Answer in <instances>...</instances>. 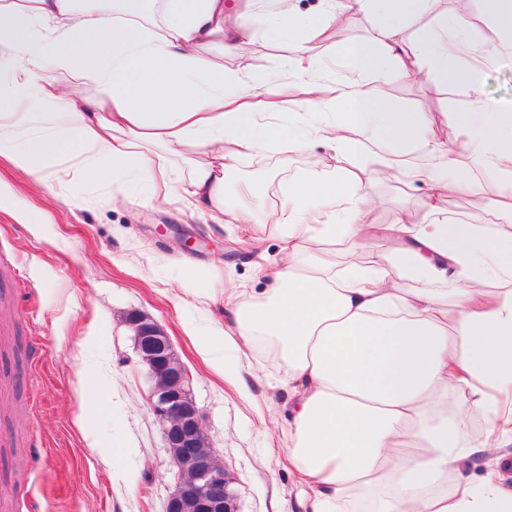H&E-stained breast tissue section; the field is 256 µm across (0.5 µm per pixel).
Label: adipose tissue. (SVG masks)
Instances as JSON below:
<instances>
[{"label":"adipose tissue","mask_w":512,"mask_h":512,"mask_svg":"<svg viewBox=\"0 0 512 512\" xmlns=\"http://www.w3.org/2000/svg\"><path fill=\"white\" fill-rule=\"evenodd\" d=\"M438 0H326L313 22L290 10L276 17L297 72H311L313 40L359 12L384 16L375 46L346 55L351 76L313 82L306 108L323 122L288 117L280 91H257L246 68L204 55L220 43L234 55L249 28L228 22L224 0H0V159L51 189L66 190L71 168L112 186L142 183L159 206L185 192L211 223H259L227 213L233 164L270 145L324 141L335 165L312 162L284 197L277 217L281 260L265 271L263 298L224 291L231 352L274 343L288 389V461L306 512H512V482L499 465L468 470L512 435V232L431 218L384 226L391 248L336 264V243L362 246L373 225L356 223L371 201L369 178L404 175L427 185L430 200H486L512 222V107L492 103L452 112L462 149L428 133L422 113L398 112L362 75L380 56L413 54L409 79L449 68L465 36L468 0L438 13L441 37L412 45L409 19ZM456 41H448L447 31ZM96 95L69 91L66 80ZM189 169L184 189L175 160ZM469 391L488 427L466 436L456 400Z\"/></svg>","instance_id":"adipose-tissue-1"}]
</instances>
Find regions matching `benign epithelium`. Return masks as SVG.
<instances>
[{"mask_svg": "<svg viewBox=\"0 0 512 512\" xmlns=\"http://www.w3.org/2000/svg\"><path fill=\"white\" fill-rule=\"evenodd\" d=\"M128 324L152 381L148 406L161 426L176 470L165 512H238L230 479L204 434L190 381L170 339L149 316L133 312Z\"/></svg>", "mask_w": 512, "mask_h": 512, "instance_id": "benign-epithelium-1", "label": "benign epithelium"}]
</instances>
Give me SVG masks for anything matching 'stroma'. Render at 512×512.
<instances>
[{
    "instance_id": "35a3bbf8",
    "label": "stroma",
    "mask_w": 512,
    "mask_h": 512,
    "mask_svg": "<svg viewBox=\"0 0 512 512\" xmlns=\"http://www.w3.org/2000/svg\"><path fill=\"white\" fill-rule=\"evenodd\" d=\"M254 38L239 65L257 90L279 86L302 111L306 76L291 69L292 54L267 30L278 0H227ZM488 0H471L468 45L456 66L472 70L473 83L450 84L430 74L366 73L368 89L402 112H423L430 133L456 145L446 116L482 101L512 105V57H483L499 42L482 15ZM378 25L358 14L341 32L315 40L319 77L345 79L350 68L339 47L373 42ZM332 149L310 141L307 149L271 146L228 173L226 209L266 215L279 209L292 183L314 157ZM75 194L52 191L0 161V512H164L176 476L161 428L147 398L152 385L126 323L138 311L156 321L186 369L207 440L230 478L238 512H299L297 477L286 459L288 408L272 354L249 353L248 395L219 376L196 353L188 329L209 332L224 318L223 289L261 297L266 286L253 263L280 259L273 224H210L190 209L113 201L108 189L69 174ZM445 216L493 230L505 223L492 208L468 198L443 205ZM428 213L425 189L396 179L372 183V202L360 224H392L401 213ZM190 237L191 248L177 239ZM87 413L97 435L89 446L75 418Z\"/></svg>"
}]
</instances>
